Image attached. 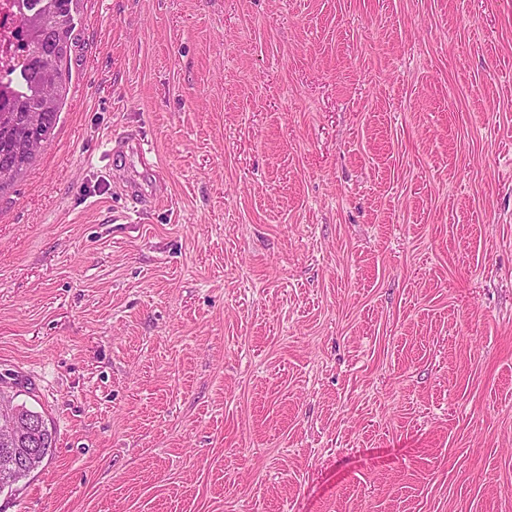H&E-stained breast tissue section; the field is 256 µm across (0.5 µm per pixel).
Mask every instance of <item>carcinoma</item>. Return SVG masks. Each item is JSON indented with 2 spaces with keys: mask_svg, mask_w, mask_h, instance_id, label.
<instances>
[{
  "mask_svg": "<svg viewBox=\"0 0 512 512\" xmlns=\"http://www.w3.org/2000/svg\"><path fill=\"white\" fill-rule=\"evenodd\" d=\"M34 2L38 9L22 24L25 67L20 90L7 104H0V192L32 166V140L45 145L54 134L69 78L79 0Z\"/></svg>",
  "mask_w": 512,
  "mask_h": 512,
  "instance_id": "1",
  "label": "carcinoma"
}]
</instances>
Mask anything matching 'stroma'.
<instances>
[{"mask_svg":"<svg viewBox=\"0 0 512 512\" xmlns=\"http://www.w3.org/2000/svg\"><path fill=\"white\" fill-rule=\"evenodd\" d=\"M73 37L0 193V381L56 438L0 512H512V0Z\"/></svg>","mask_w":512,"mask_h":512,"instance_id":"stroma-1","label":"stroma"}]
</instances>
